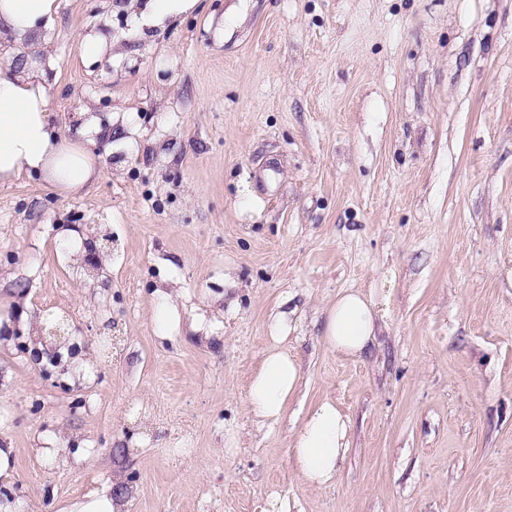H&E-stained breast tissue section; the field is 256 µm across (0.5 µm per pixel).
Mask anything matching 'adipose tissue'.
<instances>
[{"label": "adipose tissue", "mask_w": 512, "mask_h": 512, "mask_svg": "<svg viewBox=\"0 0 512 512\" xmlns=\"http://www.w3.org/2000/svg\"><path fill=\"white\" fill-rule=\"evenodd\" d=\"M199 0H146L134 7L138 27L154 29L193 11ZM59 0H0V43L25 49L22 64L0 68V188L38 176L65 197L81 195L101 174L103 152L112 147L111 130L95 120L66 131L53 122L45 75L56 61L42 37L53 27ZM327 350L358 358L376 341L374 302L359 291H343L322 310ZM270 338L248 382L246 411L265 425L279 423L302 384L298 358L288 351V318L277 313ZM350 420L326 397L304 416L288 447L296 476L322 489L332 485L348 450Z\"/></svg>", "instance_id": "1"}]
</instances>
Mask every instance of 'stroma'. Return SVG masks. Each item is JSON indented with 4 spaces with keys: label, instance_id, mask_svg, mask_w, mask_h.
Segmentation results:
<instances>
[{
    "label": "stroma",
    "instance_id": "1",
    "mask_svg": "<svg viewBox=\"0 0 512 512\" xmlns=\"http://www.w3.org/2000/svg\"><path fill=\"white\" fill-rule=\"evenodd\" d=\"M128 2L59 0L47 34L58 125L117 131L99 183L0 190V499L70 512L108 484L126 512L273 495L290 512H512V0H200L155 32ZM91 31L113 49L84 66ZM92 247L94 272L76 258ZM159 288L178 291L168 340ZM350 289L375 302L360 359L320 339ZM24 309L64 321L85 378L35 361ZM278 311L303 380L265 426L247 379ZM326 396L349 448L315 489L288 441ZM54 434L88 461L40 455Z\"/></svg>",
    "mask_w": 512,
    "mask_h": 512
}]
</instances>
